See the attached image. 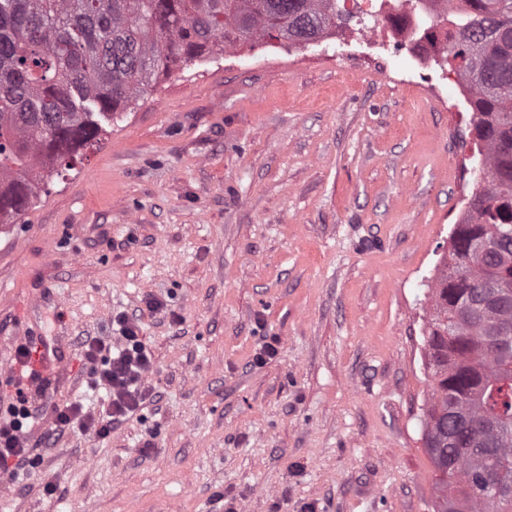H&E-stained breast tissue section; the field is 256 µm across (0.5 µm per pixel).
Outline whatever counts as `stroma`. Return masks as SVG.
<instances>
[{
  "label": "stroma",
  "mask_w": 512,
  "mask_h": 512,
  "mask_svg": "<svg viewBox=\"0 0 512 512\" xmlns=\"http://www.w3.org/2000/svg\"><path fill=\"white\" fill-rule=\"evenodd\" d=\"M409 63L382 36L177 65L0 224V353L42 338L66 369L0 512H434L422 328L481 143L447 70ZM123 316L149 397L58 433L56 406L104 402L83 343Z\"/></svg>",
  "instance_id": "35a3bbf8"
}]
</instances>
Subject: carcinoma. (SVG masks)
Here are the masks:
<instances>
[{
  "instance_id": "obj_1",
  "label": "carcinoma",
  "mask_w": 512,
  "mask_h": 512,
  "mask_svg": "<svg viewBox=\"0 0 512 512\" xmlns=\"http://www.w3.org/2000/svg\"><path fill=\"white\" fill-rule=\"evenodd\" d=\"M446 53L471 88L473 125L487 179L454 225L449 261L429 286L425 347L432 397L424 430L446 434L456 469L435 495L466 487L471 512H512V303L478 308L493 280H512L470 260L478 239L512 234V0H462L450 11ZM354 15L339 0H0V224L20 220L59 167L179 63L238 43L321 42Z\"/></svg>"
}]
</instances>
